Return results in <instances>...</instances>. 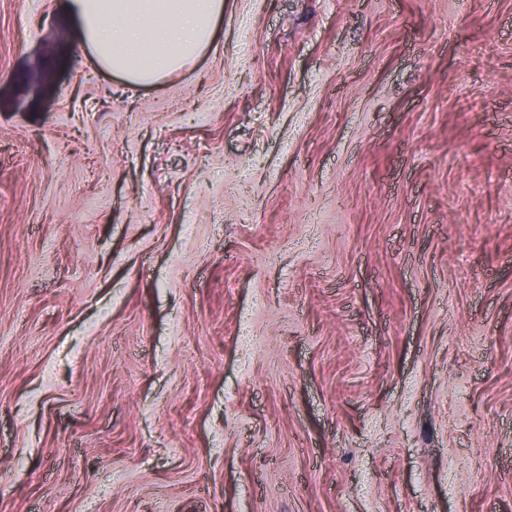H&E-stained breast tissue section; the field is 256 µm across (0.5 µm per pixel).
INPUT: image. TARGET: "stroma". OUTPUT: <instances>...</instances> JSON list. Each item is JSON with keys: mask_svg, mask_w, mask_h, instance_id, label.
<instances>
[{"mask_svg": "<svg viewBox=\"0 0 512 512\" xmlns=\"http://www.w3.org/2000/svg\"><path fill=\"white\" fill-rule=\"evenodd\" d=\"M78 28L0 0V512H512V0ZM97 64L134 85L184 68L214 41L224 0H69Z\"/></svg>", "mask_w": 512, "mask_h": 512, "instance_id": "1", "label": "stroma"}]
</instances>
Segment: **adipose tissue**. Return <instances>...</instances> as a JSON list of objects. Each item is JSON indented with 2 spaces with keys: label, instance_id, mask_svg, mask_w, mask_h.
Masks as SVG:
<instances>
[{
  "label": "adipose tissue",
  "instance_id": "obj_1",
  "mask_svg": "<svg viewBox=\"0 0 512 512\" xmlns=\"http://www.w3.org/2000/svg\"><path fill=\"white\" fill-rule=\"evenodd\" d=\"M97 64L136 85L184 68L214 41L224 0H70Z\"/></svg>",
  "mask_w": 512,
  "mask_h": 512
}]
</instances>
